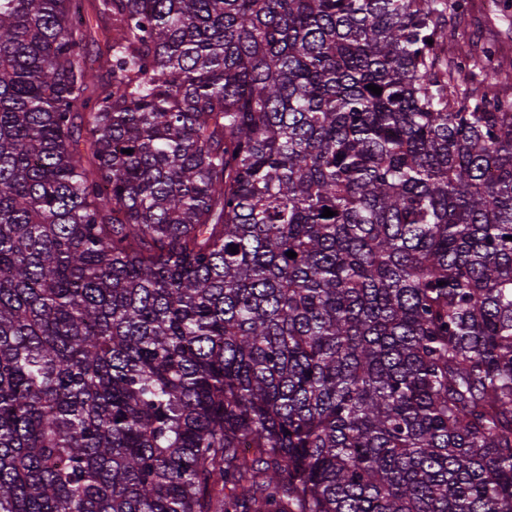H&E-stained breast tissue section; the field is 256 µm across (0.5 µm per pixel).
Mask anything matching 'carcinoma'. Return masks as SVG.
Instances as JSON below:
<instances>
[{
	"label": "carcinoma",
	"instance_id": "1",
	"mask_svg": "<svg viewBox=\"0 0 512 512\" xmlns=\"http://www.w3.org/2000/svg\"><path fill=\"white\" fill-rule=\"evenodd\" d=\"M92 8L0 0V512H512L466 0Z\"/></svg>",
	"mask_w": 512,
	"mask_h": 512
}]
</instances>
